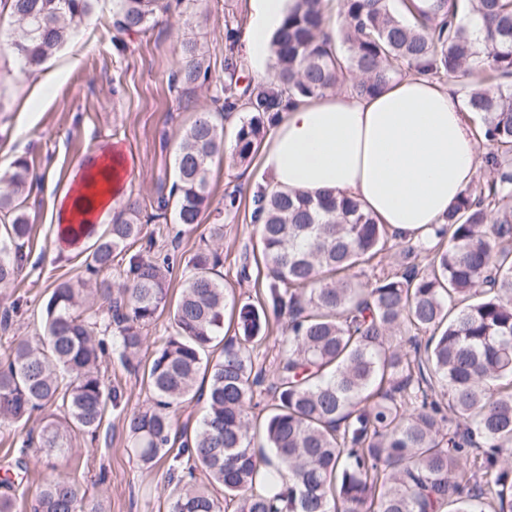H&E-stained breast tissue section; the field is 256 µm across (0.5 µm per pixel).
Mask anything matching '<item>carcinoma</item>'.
Listing matches in <instances>:
<instances>
[{"instance_id": "carcinoma-1", "label": "carcinoma", "mask_w": 512, "mask_h": 512, "mask_svg": "<svg viewBox=\"0 0 512 512\" xmlns=\"http://www.w3.org/2000/svg\"><path fill=\"white\" fill-rule=\"evenodd\" d=\"M95 0H4L14 28L11 53L35 69L63 48ZM199 0H116L115 25L128 36L184 13ZM337 15L336 35L328 31ZM275 66L266 86L238 90L237 63L215 86V111H201L180 133L170 196L186 229L211 205L209 165L224 154V113L245 112L234 157L250 159L283 99L302 103L341 87L370 94L396 76L451 79L477 131L490 178L470 185L445 223L409 238L426 263L400 272L375 259L404 238L345 195H255L267 283L257 303H231L211 244L186 261L167 336L143 373L148 403L124 419L132 451L150 468L178 447L169 465V512H512V0H298L273 36ZM193 42L180 47L172 79L183 109L212 86ZM111 172L88 177L73 223L57 226L93 239L84 259L96 275L124 254L117 296L103 280L107 315L87 304L88 281L58 280L43 305L45 341L20 340L0 353V424L26 427L49 405V420L22 438L17 463L33 445L66 447L72 432L95 437L120 385L100 365L105 336L119 339L120 361L139 373L144 332L168 303L169 258L154 256L142 224L166 215L130 198L99 232L85 224L90 200ZM38 179L20 157L0 172V287L16 282L33 225L22 209ZM135 251L130 248L135 243ZM368 265L373 278L358 280ZM237 333L221 335L226 310ZM284 318L272 375L252 353L269 318ZM223 342L211 357L216 339ZM207 378L208 390L197 386ZM265 395L263 414L250 413ZM195 398L207 413L173 435L170 410ZM290 480L283 481V471ZM494 475L486 481L484 476ZM33 512H102L76 485L38 488Z\"/></svg>"}]
</instances>
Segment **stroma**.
<instances>
[{
    "label": "stroma",
    "instance_id": "stroma-1",
    "mask_svg": "<svg viewBox=\"0 0 512 512\" xmlns=\"http://www.w3.org/2000/svg\"><path fill=\"white\" fill-rule=\"evenodd\" d=\"M203 5L207 17L176 14L147 33L127 36L113 26V0H96L75 37L40 68L27 69L12 54L0 52V107L8 118L6 125H0V171L24 156L48 174L60 191L78 161L115 145L131 165L128 196L151 201L168 195L179 134L194 113L180 108L170 88L180 46L187 41L205 46L213 79H223L229 54L224 25L232 23L241 31L249 21L250 0H204ZM42 82L47 85L42 100L35 111H24L25 100ZM267 179L257 160L239 163L229 156L215 158L210 175L212 207L192 230L181 233L173 224L144 225V235L175 251L170 299L179 297L185 262L200 240L209 236L216 210L232 190L239 193V207L224 218V287L239 302L262 294L266 278L258 262L259 229L251 219V185ZM23 208L33 226L28 247L39 265L26 268L15 285L0 288V315L15 299L26 304L20 319L0 327V350L18 340L42 338V306L54 281L85 274L82 251L62 253L55 247L50 233L51 197L33 191ZM248 258L253 261L252 279L246 282L239 271ZM108 373L123 388L124 412H108L96 441L76 434L65 449L29 456L26 484L33 488L55 479L75 482L80 491L100 500L103 512H168L167 462L142 467L123 427L125 413L144 405L147 394L119 361L111 362Z\"/></svg>",
    "mask_w": 512,
    "mask_h": 512
}]
</instances>
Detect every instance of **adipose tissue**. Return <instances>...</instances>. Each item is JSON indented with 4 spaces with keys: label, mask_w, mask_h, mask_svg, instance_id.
Returning <instances> with one entry per match:
<instances>
[{
    "label": "adipose tissue",
    "mask_w": 512,
    "mask_h": 512,
    "mask_svg": "<svg viewBox=\"0 0 512 512\" xmlns=\"http://www.w3.org/2000/svg\"><path fill=\"white\" fill-rule=\"evenodd\" d=\"M296 0H250L240 46L255 74H272V36ZM116 149L78 165L53 200L52 220L68 223L87 175L101 171ZM480 144L470 113L448 86L398 77L381 91L342 89L305 103H284L262 149L266 191L315 195L335 191L358 200L390 229L413 233L442 223L475 180Z\"/></svg>",
    "instance_id": "obj_1"
}]
</instances>
